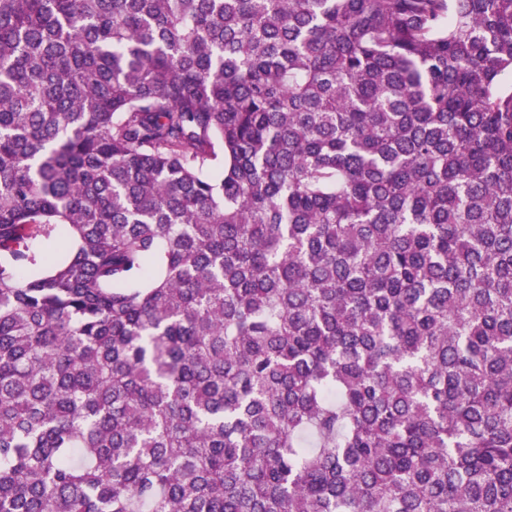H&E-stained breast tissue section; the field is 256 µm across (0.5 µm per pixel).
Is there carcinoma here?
Listing matches in <instances>:
<instances>
[{
  "instance_id": "cac0c4a2",
  "label": "carcinoma",
  "mask_w": 512,
  "mask_h": 512,
  "mask_svg": "<svg viewBox=\"0 0 512 512\" xmlns=\"http://www.w3.org/2000/svg\"><path fill=\"white\" fill-rule=\"evenodd\" d=\"M512 0H0V512H512Z\"/></svg>"
}]
</instances>
